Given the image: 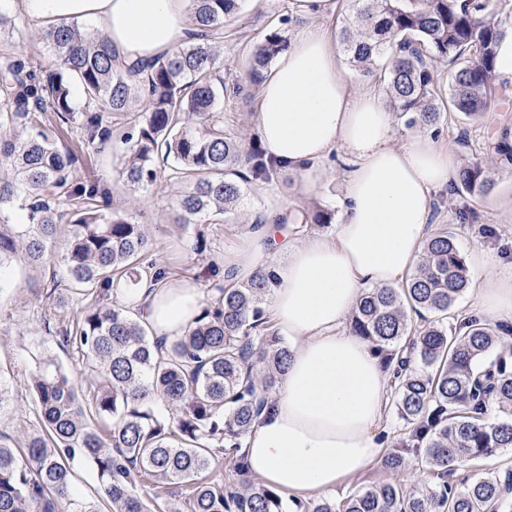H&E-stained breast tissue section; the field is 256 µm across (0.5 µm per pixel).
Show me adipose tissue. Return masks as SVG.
<instances>
[{"instance_id": "obj_1", "label": "adipose tissue", "mask_w": 512, "mask_h": 512, "mask_svg": "<svg viewBox=\"0 0 512 512\" xmlns=\"http://www.w3.org/2000/svg\"><path fill=\"white\" fill-rule=\"evenodd\" d=\"M49 22L81 19L111 41L119 64L147 63L192 41L186 0H22ZM300 29L263 72L253 125L266 155L288 171H312L331 155L345 162L341 219L334 233L295 241L268 228L246 230L244 249L227 250L234 281L276 266L269 309L288 340V368L271 402L243 439L251 478L297 497L335 490L379 463L378 438L390 388L371 345L347 318L369 288L395 287L411 275L430 235L436 192L456 172L452 145L423 130L395 144L397 112L381 96L351 91L336 41L321 18L336 0H291ZM479 307L490 320L512 318V274L475 249ZM115 294L158 336L183 335L206 295L168 280Z\"/></svg>"}]
</instances>
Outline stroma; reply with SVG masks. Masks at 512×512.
I'll return each instance as SVG.
<instances>
[{"instance_id":"35a3bbf8","label":"stroma","mask_w":512,"mask_h":512,"mask_svg":"<svg viewBox=\"0 0 512 512\" xmlns=\"http://www.w3.org/2000/svg\"><path fill=\"white\" fill-rule=\"evenodd\" d=\"M14 16L16 28L0 32V54L18 51L35 57L45 54L38 32L39 19L29 15L21 5L7 7ZM496 102L483 120L472 123L445 122L434 126L435 139L455 142L459 132H467L469 145L458 148V158L484 152L494 146L503 134L512 135V75L500 74L495 93ZM224 112V128L232 133L255 139L252 114L256 98L252 95H225L219 102ZM70 145L81 146L82 170L94 175L110 194L113 204L126 210L135 223L144 225L152 243L153 253L169 272L170 278L190 280L201 288H209L214 271L224 267L226 248L243 247V232L257 214L267 212L272 203L279 202L294 211L317 205L339 212L343 166L337 157L323 164L312 175L310 189H303V178L287 171L281 172L276 183L249 185L232 223L190 225L178 227L175 221V184L161 180L153 186L131 190L120 175L123 146L108 144L99 150L92 145H80L78 135H71ZM496 187L482 200L469 203L464 197L440 191V204L431 213L433 228L445 227L456 239L462 256H469L478 247L492 251L502 266H512V163L496 164ZM471 205L475 218L462 221L458 211ZM493 227L494 236H486L484 227ZM204 237L206 249L196 253L197 237ZM58 262L41 266L16 259L0 276V376L13 384L12 408L0 415V434L14 439L39 429L40 417L36 403L25 383L39 352L51 347L57 361L66 369L80 391L88 389V370L80 353L73 347L58 344L55 329L59 323L77 317L88 300L80 289L61 279Z\"/></svg>"}]
</instances>
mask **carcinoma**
Segmentation results:
<instances>
[{"mask_svg": "<svg viewBox=\"0 0 512 512\" xmlns=\"http://www.w3.org/2000/svg\"><path fill=\"white\" fill-rule=\"evenodd\" d=\"M190 2L199 38L158 62L115 65L107 37L75 21L41 27L44 62L0 54V209L18 200L26 215L24 224H0V274L19 255L45 262L67 224L59 263L71 285L94 295L57 330L85 359L90 399H80L55 358L38 359L29 385L41 426L18 442L0 435V512H182L167 500L145 501L137 492L145 483L181 488L187 512H283L271 488L249 482L236 489L206 475L214 456L241 448L286 371L288 347L262 306L278 286L275 271L240 284L224 274L186 335H149L131 311L104 298L122 277L135 288L162 283L168 271L148 259L153 244L144 225L114 207L91 175H80L77 155L56 136L70 126L89 143L119 140L131 187L162 179L184 185L176 198L182 224L224 221L246 185L276 181L282 167L256 141L224 132L217 111L224 38L244 0ZM357 2L341 31L345 60L368 75L380 71V93L406 125L435 126L454 113L473 121L490 109L499 49L512 40V26L498 19L501 0ZM288 23L279 19L251 47L233 94L288 48ZM437 58L452 66L446 98L431 65ZM76 84L82 112L72 105ZM494 187L493 169L473 158L448 191L478 201ZM298 221L330 224L332 214L319 208ZM469 287L455 237L441 229L404 284L365 291L350 317L351 330L393 375L403 421L382 465L399 473L413 454L429 481L377 482L340 503L300 502V512H512L509 465L471 483L457 476L512 448V350L498 348V335L481 320L451 314ZM491 404L503 419L485 420ZM77 456L95 469L92 498L72 482Z\"/></svg>", "mask_w": 512, "mask_h": 512, "instance_id": "carcinoma-1", "label": "carcinoma"}]
</instances>
